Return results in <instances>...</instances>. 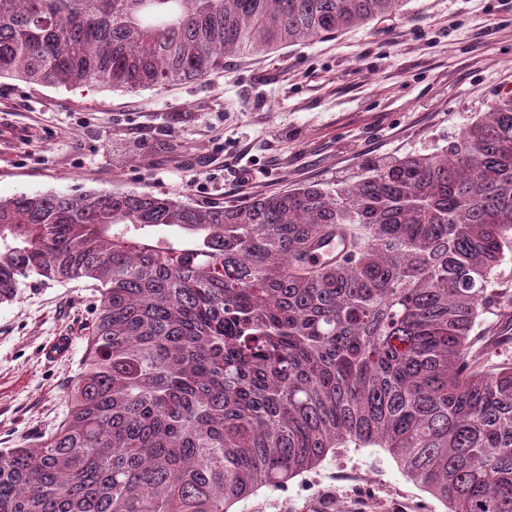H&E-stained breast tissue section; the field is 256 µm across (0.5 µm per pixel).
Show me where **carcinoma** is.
Masks as SVG:
<instances>
[{
	"label": "carcinoma",
	"mask_w": 512,
	"mask_h": 512,
	"mask_svg": "<svg viewBox=\"0 0 512 512\" xmlns=\"http://www.w3.org/2000/svg\"><path fill=\"white\" fill-rule=\"evenodd\" d=\"M403 0H0V78L137 92L365 26ZM340 260L307 263L332 232ZM512 245V96L448 146L201 208L152 191L0 198V303L96 292L68 411L0 450V512H229L352 445L447 512H512V364L472 334Z\"/></svg>",
	"instance_id": "1"
}]
</instances>
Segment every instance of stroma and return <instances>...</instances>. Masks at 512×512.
Wrapping results in <instances>:
<instances>
[{
	"mask_svg": "<svg viewBox=\"0 0 512 512\" xmlns=\"http://www.w3.org/2000/svg\"><path fill=\"white\" fill-rule=\"evenodd\" d=\"M512 93V0H405L400 16L266 55L226 56L206 81L136 93L0 79V130L31 136L0 153V197L178 194L201 207L317 182L394 155L447 145L488 103ZM95 295L85 280L27 279L0 304V448L31 445L66 412L85 360ZM500 310L478 328L485 370L512 363L496 343ZM57 336L71 357L45 363ZM446 512L381 448H340L279 492L230 512Z\"/></svg>",
	"mask_w": 512,
	"mask_h": 512,
	"instance_id": "stroma-1",
	"label": "stroma"
}]
</instances>
